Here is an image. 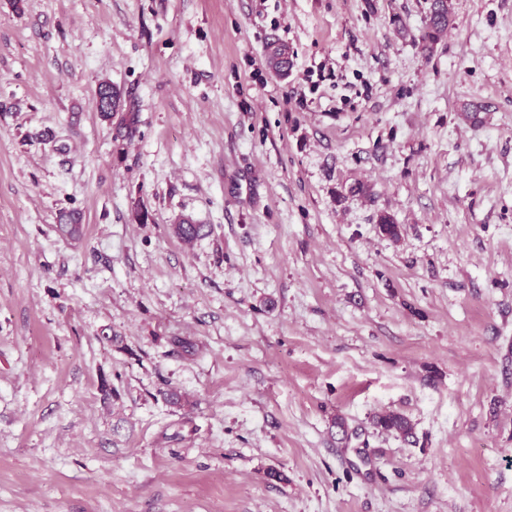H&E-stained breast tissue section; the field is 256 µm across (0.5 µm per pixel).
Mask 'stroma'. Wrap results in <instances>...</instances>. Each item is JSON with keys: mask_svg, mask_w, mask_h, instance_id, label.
I'll return each mask as SVG.
<instances>
[{"mask_svg": "<svg viewBox=\"0 0 512 512\" xmlns=\"http://www.w3.org/2000/svg\"><path fill=\"white\" fill-rule=\"evenodd\" d=\"M452 3L0 0V512H512V0ZM425 31L422 40L435 43L449 28L453 19L451 0H429ZM104 97H110L112 99L110 100L109 98H106L104 100V106L107 109H110L113 105L112 109L106 110L102 106L101 102ZM95 98L98 111L100 112L104 120H107L112 123V118H114L118 114H121L120 125L124 126V129H126L128 133H132L135 130V126L137 124L136 112H121L125 111V105L122 97V92L119 88H117L115 85L109 82L99 83L95 90ZM373 426L381 433L396 435L404 441L416 444L414 426L403 414L388 411L374 415Z\"/></svg>", "mask_w": 512, "mask_h": 512, "instance_id": "stroma-1", "label": "stroma"}]
</instances>
